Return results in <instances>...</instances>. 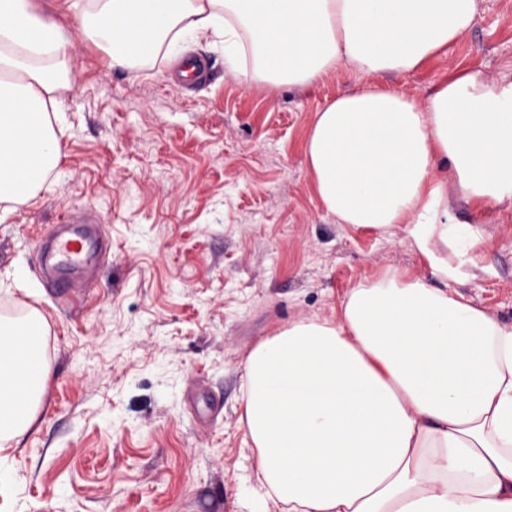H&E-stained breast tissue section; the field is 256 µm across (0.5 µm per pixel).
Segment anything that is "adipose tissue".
<instances>
[{"instance_id":"obj_1","label":"adipose tissue","mask_w":512,"mask_h":512,"mask_svg":"<svg viewBox=\"0 0 512 512\" xmlns=\"http://www.w3.org/2000/svg\"><path fill=\"white\" fill-rule=\"evenodd\" d=\"M79 36L125 69L210 41L233 77L307 85L338 65L401 74L471 27L476 0H71ZM75 35V36H78ZM74 35L32 0H0V202L47 189L68 127L54 96ZM305 153L338 223L406 225L424 278L396 269L351 288L337 319L263 338L244 362L246 433L261 501L288 512H512V325L449 295L450 255L473 249L449 196H512V83L467 73L424 102L367 86L315 113ZM45 326L0 321V447H17L44 402Z\"/></svg>"}]
</instances>
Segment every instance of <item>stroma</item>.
Here are the masks:
<instances>
[{
  "mask_svg": "<svg viewBox=\"0 0 512 512\" xmlns=\"http://www.w3.org/2000/svg\"><path fill=\"white\" fill-rule=\"evenodd\" d=\"M202 57L205 77L178 91L165 56L111 69L76 41L52 187L0 202V316L22 299L37 310L50 363L38 420L7 451L0 512H255L258 451L240 422L250 351L294 322L336 318L350 288L387 268L430 273L405 225L327 213L305 155L315 112L367 85L421 103L456 74L512 83V0H477L457 44L399 76L341 65L305 87L246 85L221 47ZM84 212L112 254L66 310L36 243ZM453 214L482 239L449 294L512 325V198Z\"/></svg>",
  "mask_w": 512,
  "mask_h": 512,
  "instance_id": "obj_1",
  "label": "stroma"
}]
</instances>
